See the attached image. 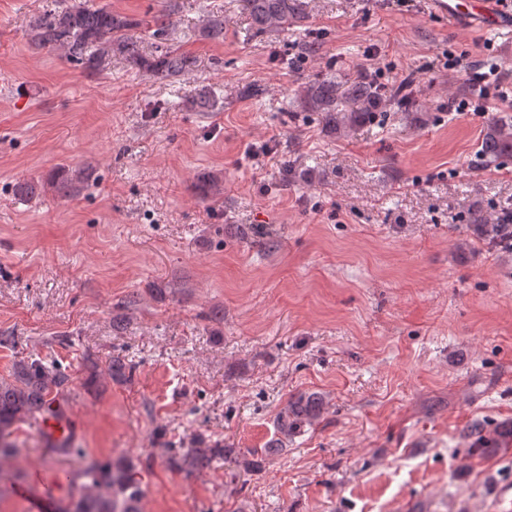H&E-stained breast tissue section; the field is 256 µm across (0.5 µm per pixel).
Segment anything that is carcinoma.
<instances>
[{
  "label": "carcinoma",
  "instance_id": "obj_1",
  "mask_svg": "<svg viewBox=\"0 0 512 512\" xmlns=\"http://www.w3.org/2000/svg\"><path fill=\"white\" fill-rule=\"evenodd\" d=\"M258 33L287 28L304 18L300 0H241ZM141 26L136 20L112 12L105 5L72 4L36 17L30 24L32 40L44 48L60 50L64 57L88 71L96 69L100 61L112 54H120L142 70L161 77L176 76L186 71L187 59L173 48L145 56L139 50L134 31ZM302 107L318 112L326 127L336 133L344 132L373 119L386 102L385 92L377 84L358 78L337 80L319 78L300 90ZM481 153L491 162L512 158V122L500 121L486 132ZM91 177L89 169L62 165L54 169L48 185L61 196L78 193ZM483 240L494 249L512 251L511 224H480ZM87 376L83 387L91 389L101 379L99 365L91 357L85 358ZM135 366L124 357L114 355L107 365L108 377L115 382L131 379ZM71 375L55 358L30 355L15 361L6 377L0 378V462L20 456L25 447L12 439V427L26 419L38 416L51 400L65 399L71 394ZM323 400L315 393H300L290 400L276 420L274 446L285 444L289 437L313 424L321 415ZM473 445L481 449L492 447L484 426L474 424L469 432ZM60 456L79 463L71 485L77 493L59 512H139L142 488L136 479L135 465L124 458L101 461L87 455L84 449L71 441L50 445ZM240 450L215 444L210 448L169 449V461L175 467L184 464L193 469L212 467L221 458L236 459Z\"/></svg>",
  "mask_w": 512,
  "mask_h": 512
}]
</instances>
